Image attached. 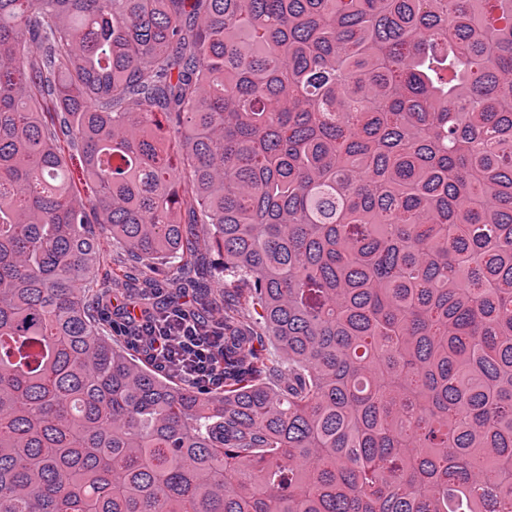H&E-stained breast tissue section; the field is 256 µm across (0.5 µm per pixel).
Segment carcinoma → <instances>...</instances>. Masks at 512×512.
I'll return each mask as SVG.
<instances>
[{"label":"carcinoma","mask_w":512,"mask_h":512,"mask_svg":"<svg viewBox=\"0 0 512 512\" xmlns=\"http://www.w3.org/2000/svg\"><path fill=\"white\" fill-rule=\"evenodd\" d=\"M94 224L247 286L223 387ZM0 512H512V0H0ZM100 249L103 262L101 263L100 273L105 270L112 271V268L118 273L119 266H127L130 271V278L122 280H113L108 284V296L118 297V299H127L130 302L128 295L136 297L137 292L134 288H138L143 277V267L130 261L129 255L125 252L120 243L112 239V236L107 233L100 237ZM129 288V289H127ZM121 295V296H120ZM121 297V298H120ZM132 315L126 304H116L107 311L112 319V330L105 323L114 339L123 341L131 349L152 362L158 369L172 372L184 382L194 386L218 384L222 370L213 360L215 349L224 350V330H216L199 317L190 315L182 306L168 312L158 308H138ZM111 327V326H110ZM121 340H120V339ZM222 341V344H221ZM127 346V347H128ZM128 347V348H129Z\"/></svg>","instance_id":"carcinoma-1"}]
</instances>
